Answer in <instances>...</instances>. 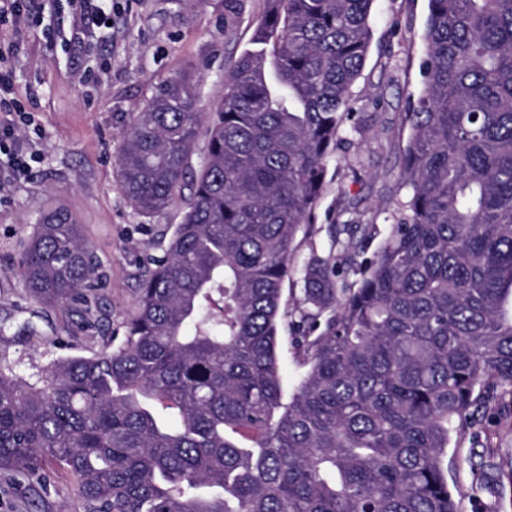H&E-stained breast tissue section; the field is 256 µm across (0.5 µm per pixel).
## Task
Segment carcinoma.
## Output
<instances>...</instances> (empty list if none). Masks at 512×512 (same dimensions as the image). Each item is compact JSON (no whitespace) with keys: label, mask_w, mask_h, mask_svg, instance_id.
<instances>
[{"label":"carcinoma","mask_w":512,"mask_h":512,"mask_svg":"<svg viewBox=\"0 0 512 512\" xmlns=\"http://www.w3.org/2000/svg\"><path fill=\"white\" fill-rule=\"evenodd\" d=\"M263 2L261 49L229 65L215 111L178 77L124 135L131 207L183 199L182 220L120 346L39 385L0 369V472L58 470L85 512H460L452 436L486 414L512 424V0H428L408 192L370 256L355 259L373 225L331 224L329 251L298 267L327 162L357 130L375 0ZM98 269L54 210L18 272L37 302L89 311ZM284 318L306 367L288 400Z\"/></svg>","instance_id":"1"}]
</instances>
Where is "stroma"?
I'll return each instance as SVG.
<instances>
[{
  "instance_id": "1",
  "label": "stroma",
  "mask_w": 512,
  "mask_h": 512,
  "mask_svg": "<svg viewBox=\"0 0 512 512\" xmlns=\"http://www.w3.org/2000/svg\"><path fill=\"white\" fill-rule=\"evenodd\" d=\"M263 0H117L112 27L94 41L70 28L29 29L8 64L16 98L25 109V136L38 155L28 176L0 169L8 190L0 197V367L36 381L52 362L89 357L119 346L137 307L138 286L163 258L181 205L137 214L116 178L123 135L157 87L187 75L199 83L198 109L213 111L224 96L228 63L249 48ZM428 0H376L372 39L352 87L356 131L327 163L326 188L309 235H297L295 264L311 250L328 251L332 224L374 225L382 239L405 191L398 148L423 82V32ZM89 71L82 82L78 73ZM61 210L80 224L102 262L98 306H46L18 275L17 262L38 218ZM278 357L285 395L304 372L294 330L282 322ZM482 450L469 434L446 450L448 485L461 512H512V485L490 479L473 491ZM0 512H84L73 480L57 474L46 484L0 473Z\"/></svg>"
}]
</instances>
